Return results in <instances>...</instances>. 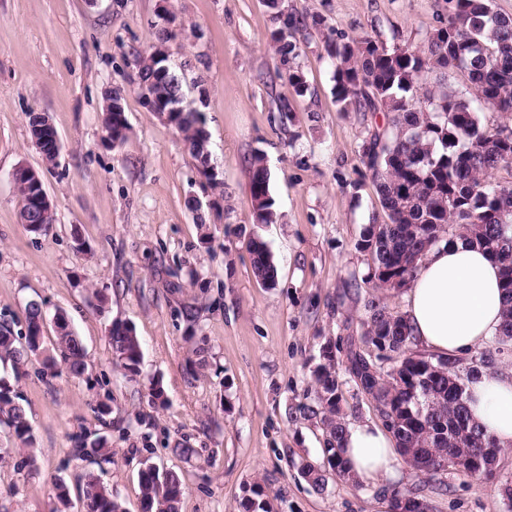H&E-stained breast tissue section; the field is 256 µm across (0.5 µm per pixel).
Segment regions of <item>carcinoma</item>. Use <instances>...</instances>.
Masks as SVG:
<instances>
[{"instance_id": "obj_1", "label": "carcinoma", "mask_w": 512, "mask_h": 512, "mask_svg": "<svg viewBox=\"0 0 512 512\" xmlns=\"http://www.w3.org/2000/svg\"><path fill=\"white\" fill-rule=\"evenodd\" d=\"M280 27L272 34L283 59L298 56L293 32L305 20L293 13L276 12ZM326 51L336 60L334 95L339 111L369 109L389 114L388 126L373 131L358 154L376 185L387 222L372 224L358 247L372 258L371 280L387 287L396 275L413 279L419 263L432 247L456 240L477 244L499 266L506 295L504 320L495 336L497 344L512 347V184L493 181L494 173L512 165V138L502 127L488 130L478 106L488 104L512 115V17L492 8V0H453L448 21L437 28L421 48L387 49L370 38L331 39ZM456 70L467 78L466 89L448 86L440 79L428 85L425 76ZM137 85L152 95L170 100L178 84L155 80L152 58L137 71ZM179 132L190 146L199 134L201 113L184 105L179 110ZM250 193H269V173L261 154L250 161ZM254 275L271 284L277 269L264 243L251 249ZM362 332L350 339L347 372L359 393L375 404L381 415L392 413L400 428L389 429L400 455L418 471L433 475L452 467L461 475L475 476V461L500 448L471 418L466 380L492 359L484 354L470 358L460 373L463 358L443 359L413 352V337L405 315L370 301ZM40 310H26L27 334H17L10 324H0V364L23 373L37 356L32 333ZM108 343L113 364L135 374L142 358L141 343L133 328L115 323ZM388 349L401 356L399 377L374 369L372 351ZM52 374L64 367L80 377L86 370V353L70 324L55 330L51 354L42 361ZM317 405L307 408L322 415L326 432L324 453L336 456L334 473L348 471L342 441L346 426L341 417V392L335 367L312 371ZM0 424L20 448L35 443L25 407L11 385L0 378ZM80 452L102 462L110 459L107 439L81 440ZM141 504L146 512H179L182 487L179 477L149 468L139 474ZM81 500L85 512H122L100 478L85 476Z\"/></svg>"}]
</instances>
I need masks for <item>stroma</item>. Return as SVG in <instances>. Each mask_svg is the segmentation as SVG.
<instances>
[{
    "label": "stroma",
    "instance_id": "1",
    "mask_svg": "<svg viewBox=\"0 0 512 512\" xmlns=\"http://www.w3.org/2000/svg\"><path fill=\"white\" fill-rule=\"evenodd\" d=\"M285 3L326 21L297 33L299 54L286 65L264 0H0V322L21 330L27 304L41 302L47 316L68 315L87 353L77 379L37 362L19 378L0 368L35 437L30 453L0 427V512H83L77 489L90 472L124 512H140L138 474L148 465L179 476V512H244L251 502L255 512H390L393 491L423 483L432 512H512L498 482L452 469L430 482L404 462L395 479L357 485L331 473L319 491L301 473L324 460L323 426L308 412L322 347L336 348L346 425L380 424L345 372L346 348L368 299L405 309L404 292L367 284L372 259L358 247L370 225L386 221L375 185L358 175V146L386 117L338 110L325 42L421 47L449 4ZM164 28L175 33L172 65L191 62L188 80L207 90L199 109L218 183L205 180L181 133L150 111L133 81ZM292 69L306 77L305 97L288 80ZM115 90L128 124L116 148L103 128ZM32 112L48 115L58 134L55 163L32 138ZM258 152L270 173L271 224L254 221ZM22 164L40 174L54 208L39 235L20 222L12 173ZM256 239L276 265L274 287L253 275ZM116 321L141 340L138 373L112 363ZM107 393L112 411L101 417L96 401ZM83 434L107 439L111 463L79 456ZM181 444L193 455L177 453ZM60 480L71 491L65 508Z\"/></svg>",
    "mask_w": 512,
    "mask_h": 512
}]
</instances>
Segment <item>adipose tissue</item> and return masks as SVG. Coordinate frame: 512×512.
I'll return each mask as SVG.
<instances>
[{"label":"adipose tissue","mask_w":512,"mask_h":512,"mask_svg":"<svg viewBox=\"0 0 512 512\" xmlns=\"http://www.w3.org/2000/svg\"><path fill=\"white\" fill-rule=\"evenodd\" d=\"M505 309L498 266L477 245L431 248L407 291L405 315L417 345L440 356H463L496 336ZM470 415L500 448L512 449V371L484 373L466 387ZM344 456L360 478L395 477L391 436L366 422L350 427Z\"/></svg>","instance_id":"ef3b65f1"}]
</instances>
